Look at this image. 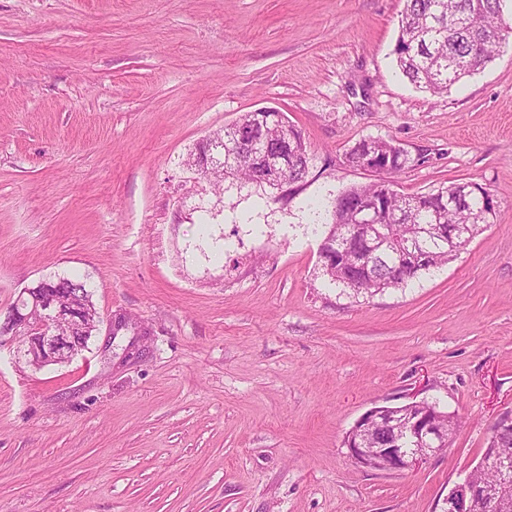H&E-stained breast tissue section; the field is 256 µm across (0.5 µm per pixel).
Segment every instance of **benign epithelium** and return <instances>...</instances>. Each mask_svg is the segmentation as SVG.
<instances>
[{"mask_svg": "<svg viewBox=\"0 0 512 512\" xmlns=\"http://www.w3.org/2000/svg\"><path fill=\"white\" fill-rule=\"evenodd\" d=\"M380 210V202L369 199L357 211L360 224H370ZM97 316L83 294L74 293L70 305L62 306L53 288H24L0 322V346L19 341L21 357L34 369L63 364L88 350ZM408 414L397 415L387 406L373 407L354 424L355 436L346 443L350 457L363 467L404 474L417 469L428 458L449 444L444 428L431 416L433 406L426 401L402 405ZM389 429L393 442L385 448L367 447V436L373 423ZM479 467L493 471L500 481L497 490H479L465 480L444 499L443 512H462L454 503L481 498L498 512L502 504V488L512 478V453L502 448H486Z\"/></svg>", "mask_w": 512, "mask_h": 512, "instance_id": "obj_1", "label": "benign epithelium"}]
</instances>
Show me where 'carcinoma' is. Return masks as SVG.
<instances>
[{
	"instance_id": "obj_1",
	"label": "carcinoma",
	"mask_w": 512,
	"mask_h": 512,
	"mask_svg": "<svg viewBox=\"0 0 512 512\" xmlns=\"http://www.w3.org/2000/svg\"><path fill=\"white\" fill-rule=\"evenodd\" d=\"M511 33L501 0H405L398 21L396 66L416 88L443 94L492 62ZM285 153L288 170L270 177L271 164ZM312 161L301 131L285 113L245 112L200 148L193 166L197 175L216 184L231 179L242 188L266 185L290 197L306 182ZM410 162L408 152L396 149L379 179L352 186L332 201V223L325 232V243L354 226L363 201L382 197L384 205L377 223L369 228V238L354 237L343 261L331 265L319 258L326 285L340 288L354 299L402 289L458 255L449 238L431 235L428 226L465 224L471 242L495 223L497 214L486 215L492 197L485 187L480 195H459L456 208L445 201L455 192L454 183L426 194H386ZM45 280L64 296L77 290L90 293L87 282L79 278L55 274ZM354 283L363 288H353ZM490 442L512 452V428L490 427Z\"/></svg>"
}]
</instances>
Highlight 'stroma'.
<instances>
[{
  "label": "stroma",
  "instance_id": "stroma-1",
  "mask_svg": "<svg viewBox=\"0 0 512 512\" xmlns=\"http://www.w3.org/2000/svg\"><path fill=\"white\" fill-rule=\"evenodd\" d=\"M403 6L0 0V317L78 273L102 319L129 321L39 370L0 347V512H440L478 465L512 412V46L416 90L394 62ZM262 107L314 155L298 195L187 169ZM364 138L407 149L400 192L477 182L497 222L355 301L318 252L333 199L374 178L345 161ZM422 399L460 419L449 448L406 474L350 460L364 412Z\"/></svg>",
  "mask_w": 512,
  "mask_h": 512
}]
</instances>
